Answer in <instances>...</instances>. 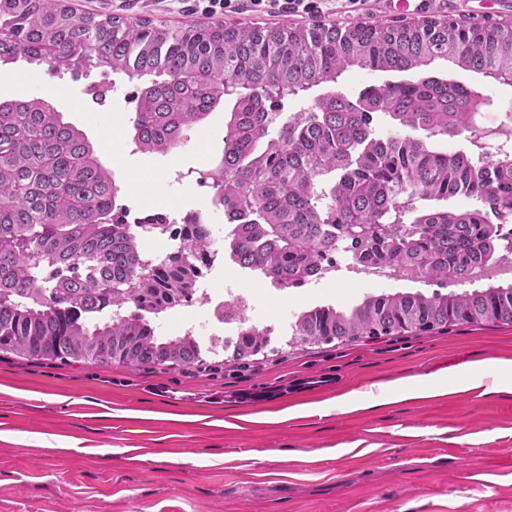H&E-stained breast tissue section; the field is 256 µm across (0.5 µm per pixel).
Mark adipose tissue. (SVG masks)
<instances>
[{
  "label": "adipose tissue",
  "mask_w": 512,
  "mask_h": 512,
  "mask_svg": "<svg viewBox=\"0 0 512 512\" xmlns=\"http://www.w3.org/2000/svg\"><path fill=\"white\" fill-rule=\"evenodd\" d=\"M484 369V362L471 361L449 369L444 377L427 374L399 380L394 384L391 394L373 398L369 403L348 394L340 397L339 402L345 412L352 413L368 409L372 405L378 407L394 399L410 401L437 398L474 388L478 374Z\"/></svg>",
  "instance_id": "1"
}]
</instances>
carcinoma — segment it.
Returning a JSON list of instances; mask_svg holds the SVG:
<instances>
[{
  "label": "carcinoma",
  "mask_w": 512,
  "mask_h": 512,
  "mask_svg": "<svg viewBox=\"0 0 512 512\" xmlns=\"http://www.w3.org/2000/svg\"><path fill=\"white\" fill-rule=\"evenodd\" d=\"M77 63L151 77L137 96L134 142L169 154L221 103L232 108L221 157L205 171L214 201L238 221L230 258L278 288H299L340 250L429 282L471 279L512 254L501 226L512 217V157L435 146L478 137L487 97L435 76L318 98L290 115L279 102L353 67L408 73L445 60L512 85V24L450 16L388 24L170 26L101 15L59 0H0V61ZM382 113L414 134L382 138ZM119 189L84 132L41 98L0 101V352L26 359L202 365L227 354L246 365L270 343L250 324L217 350L190 334L161 338L146 319L191 303L208 262V225L190 215L176 248L147 257L143 234L170 226L153 214L126 222ZM465 197L477 208L417 209ZM125 316L91 322L110 307ZM512 325V285L462 293L369 295L352 307L296 316L304 345L430 332L463 324Z\"/></svg>",
  "instance_id": "carcinoma-1"
}]
</instances>
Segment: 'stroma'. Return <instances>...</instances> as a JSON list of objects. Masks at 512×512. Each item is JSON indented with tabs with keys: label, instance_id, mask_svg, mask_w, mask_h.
<instances>
[{
	"label": "stroma",
	"instance_id": "35a3bbf8",
	"mask_svg": "<svg viewBox=\"0 0 512 512\" xmlns=\"http://www.w3.org/2000/svg\"><path fill=\"white\" fill-rule=\"evenodd\" d=\"M431 14L480 19L512 14V0H432ZM94 13L185 24L305 25L379 23L389 0H318L312 14L203 12L197 0H64ZM472 85L487 95L479 125L512 127V86L438 61L417 69ZM0 97L46 99L83 130L131 212L212 205L207 186L181 183L220 156L227 107L167 155L133 141L138 77L104 68L73 75L47 65L1 63ZM391 72L354 69L281 102L284 113L311 108L329 93L357 97ZM407 279L384 286L356 280L279 292L249 284V322L272 327L264 354L246 368L216 356L209 366L131 368L63 364L0 353V512H512V395L475 387L435 399L341 412L337 396L367 399L394 380L472 360H511L512 326L457 325L439 333L383 336L312 348L292 343L298 313L319 303L349 307L366 295L431 294ZM314 403L312 415L283 424L259 415ZM192 414L196 423L169 421ZM71 448H51L55 437Z\"/></svg>",
	"mask_w": 512,
	"mask_h": 512
}]
</instances>
